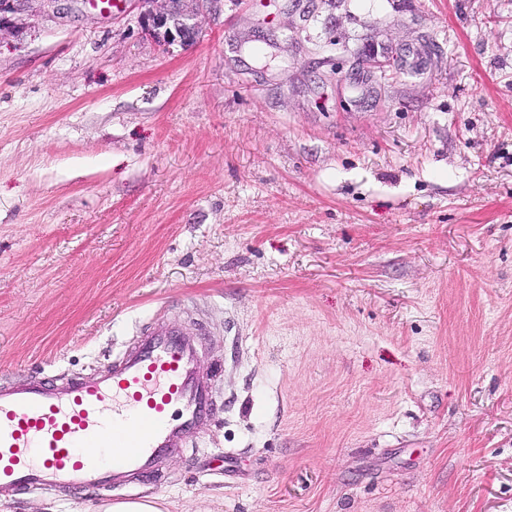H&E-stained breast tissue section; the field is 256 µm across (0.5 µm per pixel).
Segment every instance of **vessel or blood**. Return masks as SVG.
I'll use <instances>...</instances> for the list:
<instances>
[{"label":"vessel or blood","instance_id":"b4317fda","mask_svg":"<svg viewBox=\"0 0 512 512\" xmlns=\"http://www.w3.org/2000/svg\"><path fill=\"white\" fill-rule=\"evenodd\" d=\"M219 414L193 339L155 319L105 366L0 382V499L33 488L127 489L197 443ZM134 421L126 435L122 426ZM92 448H108L100 464Z\"/></svg>","mask_w":512,"mask_h":512}]
</instances>
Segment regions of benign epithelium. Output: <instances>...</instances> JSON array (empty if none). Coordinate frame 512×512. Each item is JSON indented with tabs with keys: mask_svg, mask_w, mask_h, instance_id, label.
I'll list each match as a JSON object with an SVG mask.
<instances>
[{
	"mask_svg": "<svg viewBox=\"0 0 512 512\" xmlns=\"http://www.w3.org/2000/svg\"><path fill=\"white\" fill-rule=\"evenodd\" d=\"M216 0H134L143 29L165 45L192 41L198 34L202 2ZM57 0H0V33L13 32L28 16L55 9Z\"/></svg>",
	"mask_w": 512,
	"mask_h": 512,
	"instance_id": "7a95c632",
	"label": "benign epithelium"
}]
</instances>
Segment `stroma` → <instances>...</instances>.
Segmentation results:
<instances>
[{
  "label": "stroma",
  "instance_id": "stroma-1",
  "mask_svg": "<svg viewBox=\"0 0 512 512\" xmlns=\"http://www.w3.org/2000/svg\"><path fill=\"white\" fill-rule=\"evenodd\" d=\"M58 8L0 36V381L161 315L222 411L135 499L512 512V0ZM140 11L143 29L170 45L191 42L198 34L203 0H133Z\"/></svg>",
  "mask_w": 512,
  "mask_h": 512
}]
</instances>
